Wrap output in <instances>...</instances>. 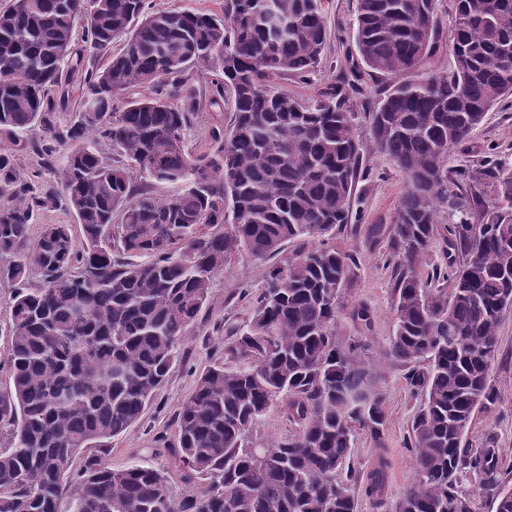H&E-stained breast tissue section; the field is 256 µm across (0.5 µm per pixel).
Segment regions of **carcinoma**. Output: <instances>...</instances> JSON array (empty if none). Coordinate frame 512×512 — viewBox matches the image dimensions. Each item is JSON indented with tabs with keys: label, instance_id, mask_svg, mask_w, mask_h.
Instances as JSON below:
<instances>
[{
	"label": "carcinoma",
	"instance_id": "obj_1",
	"mask_svg": "<svg viewBox=\"0 0 512 512\" xmlns=\"http://www.w3.org/2000/svg\"><path fill=\"white\" fill-rule=\"evenodd\" d=\"M359 2L355 45L369 72L393 78L431 53L436 0ZM451 41L448 73L392 84L371 116L373 141L406 181L391 231L398 277L387 356L414 365L410 384L423 392L415 481L397 512H475L458 487L467 475L495 512H512V469L497 438L475 453L464 443L475 413L497 400L490 370L512 306V168L455 174L496 188L477 224L469 199L448 187L450 151L512 96V0H455ZM326 43L323 0H224L221 17L149 14L144 0H8L0 10V137L38 130L70 146L56 178L36 185L0 154V280L19 285L13 391L0 396L10 428L0 512H58L68 486L70 512H357L344 464L356 429L383 424V396L358 346L336 340L355 259L324 238L348 223L358 131L342 87L314 105L271 88L278 76L315 71ZM78 70L80 107L60 127L66 102L54 92ZM206 71L224 80L192 82ZM227 93L230 128H213L209 150L192 152L196 120L224 111ZM165 184L184 189L157 197ZM58 206L80 224L82 250L66 224L46 225L29 244L34 213ZM442 210L448 266L435 280L448 292L418 275ZM297 239L312 246L286 255ZM239 253L278 261L251 321L229 330L234 364L206 370L177 415L178 447L168 452L189 491L175 497L149 462L114 468L91 458L73 479L75 455L106 446L153 401L214 278ZM32 273L39 284L22 286ZM276 401L298 429L257 445L253 431ZM383 487L380 464L365 492Z\"/></svg>",
	"mask_w": 512,
	"mask_h": 512
}]
</instances>
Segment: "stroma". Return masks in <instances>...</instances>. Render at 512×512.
Returning <instances> with one entry per match:
<instances>
[{"mask_svg":"<svg viewBox=\"0 0 512 512\" xmlns=\"http://www.w3.org/2000/svg\"><path fill=\"white\" fill-rule=\"evenodd\" d=\"M359 0H325L329 41L324 60L316 72L305 76H283L271 84L273 91L287 92L305 102L319 99L331 85L345 86L353 122L360 133V174L355 183L349 224L332 235L337 248L353 252L356 266L351 278L341 287L343 308L336 322V338L341 344L358 340L367 347L360 354L369 377L384 398L385 422L379 433L357 430L347 461L352 469V490L358 512H396L400 497L414 482L412 420L423 401L421 390L408 381L409 366L386 357L394 330V288L397 272L390 261V232L400 200L406 190L405 179L393 160L381 152L369 134L371 112L391 84L389 78L369 74L356 54L352 23ZM455 11L454 0H437L435 49L409 79L430 73H446L451 63L450 30ZM0 153L11 155L20 171L32 183L50 178L64 167L68 150L56 148L47 156L33 139L19 142L0 139ZM502 159L512 162V99L494 105L466 143L454 148L448 160L450 168L476 169L484 161ZM268 261L247 255L232 258L214 280L211 299L197 320L187 329L180 356L152 405L123 434L113 438L109 447L83 449L72 465L81 472L87 457L98 455L115 468H127L152 459L163 469L174 495L187 493L169 454H155L158 440L174 441L176 415L189 398L197 377L214 363L223 361L229 327L249 322L254 298L264 284ZM366 306L369 321L353 315L355 306ZM491 379L498 401L491 410L479 411L465 438L471 450L482 447L487 433L496 435L503 451V462L512 467V308L507 309L499 328V352L492 366ZM384 467L385 491L369 497L364 493L375 467Z\"/></svg>","mask_w":512,"mask_h":512,"instance_id":"stroma-1","label":"stroma"}]
</instances>
